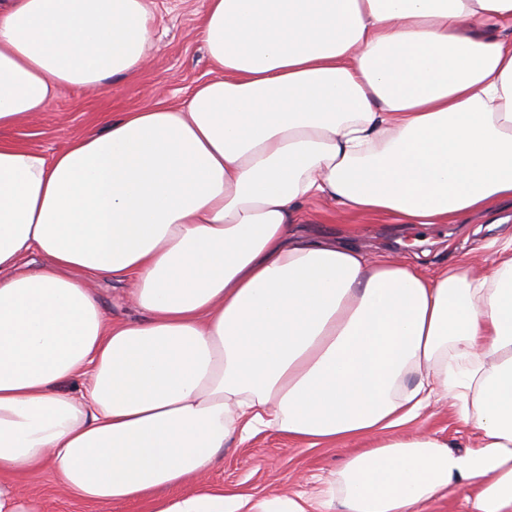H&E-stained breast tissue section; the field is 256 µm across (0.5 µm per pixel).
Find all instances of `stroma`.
<instances>
[{
	"label": "stroma",
	"instance_id": "35a3bbf8",
	"mask_svg": "<svg viewBox=\"0 0 512 512\" xmlns=\"http://www.w3.org/2000/svg\"><path fill=\"white\" fill-rule=\"evenodd\" d=\"M204 0H153L154 46L141 72L131 79H111L102 87L61 92L30 121L7 130L8 138L53 155L77 135L100 129L106 116L163 101L182 102L199 84L218 77L199 38ZM355 239L372 254L389 252L416 269L431 274L462 262L480 264L486 245L503 227H512V203L488 212H476L457 224H407L392 228L382 218L362 219ZM107 315L115 321L132 320L141 312L125 283L101 277L88 283ZM425 433L451 448L476 447L479 432L464 422L451 400L435 397L416 420L383 431L382 439ZM360 449L356 443L312 446L266 429L250 438L230 441L220 463L207 471L200 485L228 495H250L279 500L296 491L316 495L321 482L331 481L344 461ZM19 492L34 499L39 512H150L146 501L101 507L63 492L51 470L19 479Z\"/></svg>",
	"mask_w": 512,
	"mask_h": 512
}]
</instances>
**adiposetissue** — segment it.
Segmentation results:
<instances>
[{"label":"adipose tissue","instance_id":"adipose-tissue-1","mask_svg":"<svg viewBox=\"0 0 512 512\" xmlns=\"http://www.w3.org/2000/svg\"><path fill=\"white\" fill-rule=\"evenodd\" d=\"M151 22L0 0V130L135 75ZM199 36L222 75L179 105L51 156L0 139V512H36L13 480L47 468L104 506L183 487L152 512H420L452 487L512 512V234L429 279L298 231L312 201L395 224L512 202V0H206ZM100 276L142 318L112 321ZM440 391L478 447L396 438L272 506L193 484L257 429L357 442Z\"/></svg>","mask_w":512,"mask_h":512}]
</instances>
